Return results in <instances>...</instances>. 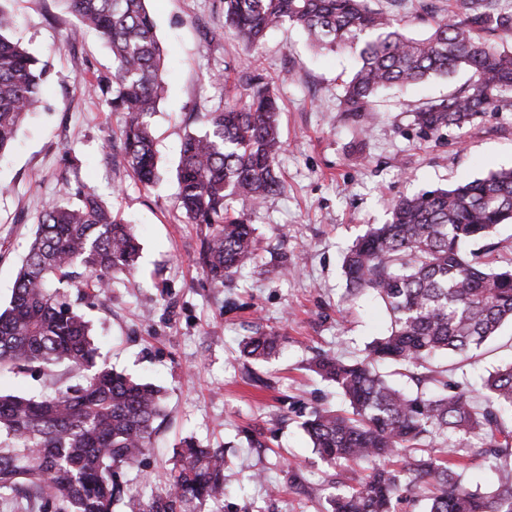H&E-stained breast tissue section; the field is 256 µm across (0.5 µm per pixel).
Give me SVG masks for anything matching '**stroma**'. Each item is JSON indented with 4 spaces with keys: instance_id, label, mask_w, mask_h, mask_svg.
<instances>
[{
    "instance_id": "obj_1",
    "label": "stroma",
    "mask_w": 512,
    "mask_h": 512,
    "mask_svg": "<svg viewBox=\"0 0 512 512\" xmlns=\"http://www.w3.org/2000/svg\"><path fill=\"white\" fill-rule=\"evenodd\" d=\"M11 7L13 38L48 61L51 80L44 109L28 115L0 157V302L10 297L47 202L64 200L67 184L85 183L134 222L141 239L133 275L114 279L103 294L72 291L70 300L90 319L102 360L164 392L165 416L143 473L161 479L176 445L192 436L225 450L224 512H323L330 469L310 448L298 413L344 401L308 364L320 350L360 357L389 324L373 295L348 294L343 253L368 225L387 222L400 197L512 167V111L424 140L413 109L463 84L460 72L382 94L364 131L340 110L349 53L316 52L285 27L250 59L234 37L213 35L223 23L221 0H148L168 51V92L152 118L162 179L146 190L123 158L120 114L84 89L112 68L103 42L76 33L60 0H12ZM246 70L280 98L283 190L250 214L260 263L232 287L214 288L198 264L205 228L174 205L175 167L184 136L203 130L204 115L248 93ZM259 328L285 338L261 363L239 352ZM511 360L507 329L476 363L448 360V378L476 384ZM250 434L261 446L248 444ZM258 473L263 482H254Z\"/></svg>"
}]
</instances>
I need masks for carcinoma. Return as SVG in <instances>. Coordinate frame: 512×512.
Here are the masks:
<instances>
[{"instance_id":"carcinoma-1","label":"carcinoma","mask_w":512,"mask_h":512,"mask_svg":"<svg viewBox=\"0 0 512 512\" xmlns=\"http://www.w3.org/2000/svg\"><path fill=\"white\" fill-rule=\"evenodd\" d=\"M9 0H0V155L41 102L47 64L10 37ZM80 27L98 32L112 53V72L88 88L124 118V155L139 182L158 181L151 118L166 92V54L146 0H61ZM224 24L249 52L271 30L299 27L310 45L350 49L357 67L343 84L342 111L366 128L374 98L431 76L465 71L447 96L413 112L426 138L473 125L488 112L512 110V0H417L428 20L423 38L406 34V0L387 10L370 0H222ZM251 93L204 116L205 129L186 134L176 170V205L192 224L206 225L198 263L214 288L232 284L258 261L255 228L235 199L254 208L283 188L276 94L258 74ZM74 201L52 202L37 228L0 308V371L38 369L51 391L40 397L0 392V506L8 512H222L224 449L186 437L173 450L166 481L131 492L118 470L132 468L152 448L163 415L161 389L97 361L88 321L69 289L103 293L118 275L132 273L141 244L126 222L85 185L67 186ZM512 223V168L447 188L405 196L390 221L374 225L345 254L347 291L379 298L390 316L387 333L362 358L345 362L322 352L309 363L336 384L343 412L315 406L301 427L329 467L369 465L356 487L338 488L326 512H395L400 501L422 502L423 512H512V362L482 379L483 405L469 385L444 379L433 362L450 354L468 360L512 324V265L487 261L488 242ZM281 337L250 336L241 352L256 360L276 355ZM394 363L416 384L391 385L378 366ZM66 365L81 374L70 385L54 374ZM481 443L473 455L488 460L494 482L484 490L465 483L461 466L441 447Z\"/></svg>"}]
</instances>
